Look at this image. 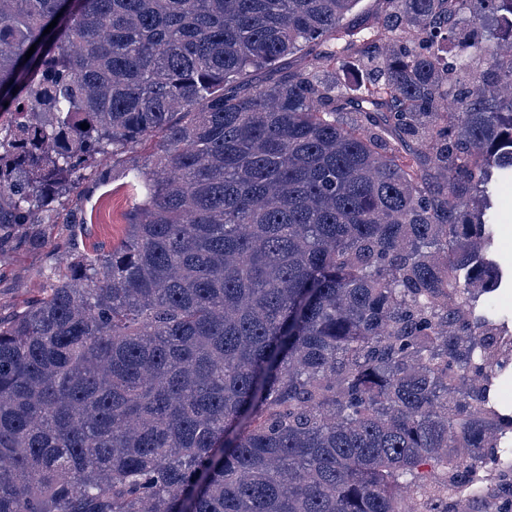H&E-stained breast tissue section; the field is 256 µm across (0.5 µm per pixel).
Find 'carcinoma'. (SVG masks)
<instances>
[{
  "instance_id": "carcinoma-1",
  "label": "carcinoma",
  "mask_w": 512,
  "mask_h": 512,
  "mask_svg": "<svg viewBox=\"0 0 512 512\" xmlns=\"http://www.w3.org/2000/svg\"><path fill=\"white\" fill-rule=\"evenodd\" d=\"M357 2L0 0V226L39 242L81 170L155 141L123 241L0 319V512H464L512 467L473 293L512 0Z\"/></svg>"
}]
</instances>
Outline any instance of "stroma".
<instances>
[{
	"label": "stroma",
	"mask_w": 512,
	"mask_h": 512,
	"mask_svg": "<svg viewBox=\"0 0 512 512\" xmlns=\"http://www.w3.org/2000/svg\"><path fill=\"white\" fill-rule=\"evenodd\" d=\"M137 200L123 168H115L105 181L84 173L75 191L57 208L59 222L68 226L65 235L54 234L35 245L17 235L7 244L0 259V317L8 318L36 296L41 275L49 272L62 251L95 256L118 244ZM492 212L496 260L506 279L498 290L497 319L512 334V182L499 185Z\"/></svg>",
	"instance_id": "35a3bbf8"
}]
</instances>
